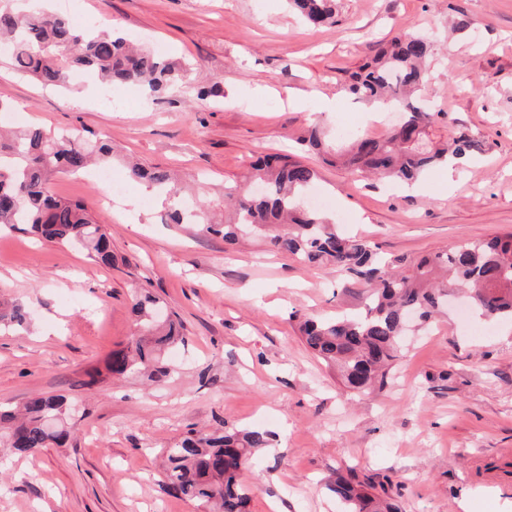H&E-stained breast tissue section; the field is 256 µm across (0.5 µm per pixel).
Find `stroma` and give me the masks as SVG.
I'll return each instance as SVG.
<instances>
[{
    "label": "stroma",
    "instance_id": "1",
    "mask_svg": "<svg viewBox=\"0 0 512 512\" xmlns=\"http://www.w3.org/2000/svg\"><path fill=\"white\" fill-rule=\"evenodd\" d=\"M94 19L163 47L186 85L101 102L94 79L42 87L0 60V100L48 131L89 130L149 168L172 170L188 195L224 218V187L256 155L282 152L313 168L314 192L351 234L410 258L512 233V0H336L334 24L312 28L285 0H69ZM404 31L434 41L426 95L438 132L467 131L484 149L452 171L428 169L420 190L364 178L304 145L311 124L385 135L396 112L356 100L348 77ZM122 202L105 208L92 174L57 176L55 192L84 203L112 239L102 267L81 249L0 230V297L32 323L0 332V404L62 395L81 411L67 446L0 452V512H202L160 487L162 451L189 429L262 427L273 447L244 472L249 512H341L325 482L349 472L400 512H512V321L467 329L447 309L411 337L393 386L347 392L306 347L293 313L354 311L356 290L255 241L171 224L167 203L141 192L121 163ZM159 297L185 343L157 385L107 370L135 331L136 292Z\"/></svg>",
    "mask_w": 512,
    "mask_h": 512
}]
</instances>
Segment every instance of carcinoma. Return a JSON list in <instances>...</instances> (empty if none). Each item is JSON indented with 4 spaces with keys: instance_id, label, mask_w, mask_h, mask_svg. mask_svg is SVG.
Listing matches in <instances>:
<instances>
[{
    "instance_id": "cac0c4a2",
    "label": "carcinoma",
    "mask_w": 512,
    "mask_h": 512,
    "mask_svg": "<svg viewBox=\"0 0 512 512\" xmlns=\"http://www.w3.org/2000/svg\"><path fill=\"white\" fill-rule=\"evenodd\" d=\"M29 2L33 8L22 12L0 7V55L21 75L45 86L65 87L68 73L89 71L107 84L151 95L175 88L186 77L184 66L148 46L135 47L117 32L77 28L66 16L41 10L42 0ZM286 2L313 26L334 23L336 0ZM432 53L429 35L402 32L352 74L351 95L398 106L401 128L379 138L353 133L348 145L338 149L314 126L304 142L327 147L328 154L354 171L374 172L399 184L416 180L450 157L482 151L483 141L465 133L449 141L432 138L441 113L421 94L427 81L423 65ZM113 157L111 147L79 130L51 133L26 127L0 138V228L21 227L50 243L79 247L98 265L112 266L116 256L109 234L84 204L58 198L53 180L59 173H79L93 164L108 166ZM250 168L245 182L224 187L233 204L224 223L212 222L202 203L195 204V223L222 236L229 246L253 238L276 253L336 272L338 288L360 289L362 311L300 321L307 347L336 368L350 392L369 395L388 386L410 314L424 323L438 312L448 298L450 275L465 288L478 318L512 320V234L462 240L416 260L382 258L367 240L345 233L332 218L305 205V194L316 179L312 168L287 155L267 156ZM130 175L175 200L170 220L186 222L170 174L133 164ZM162 308L163 302L153 296L136 298L137 334L127 348L112 353V374L145 370L153 382L171 377L165 351L185 342V336L181 322L157 316ZM29 320L27 308L0 302V331L22 329ZM74 412L61 395L33 396L18 414L0 410V424H8L0 431V447L17 454L61 447L69 440ZM272 442V434L262 428H229L224 423L193 428L164 449L162 486L172 496L199 502L204 512H248L250 488L241 479L242 469ZM330 490L343 512H399L396 504L365 491L349 475L337 474Z\"/></svg>"
}]
</instances>
